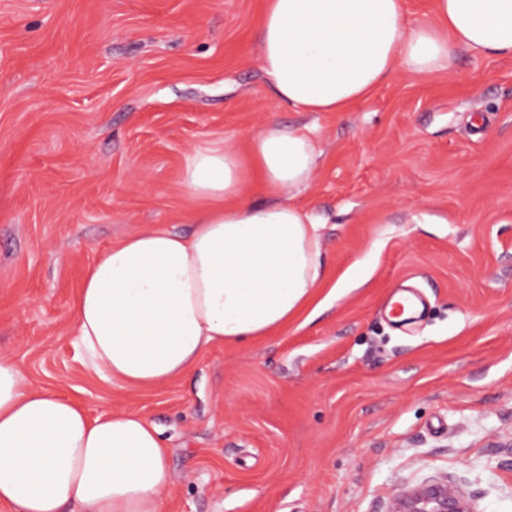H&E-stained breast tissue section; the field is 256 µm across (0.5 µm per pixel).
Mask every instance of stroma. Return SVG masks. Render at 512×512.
<instances>
[{"mask_svg":"<svg viewBox=\"0 0 512 512\" xmlns=\"http://www.w3.org/2000/svg\"><path fill=\"white\" fill-rule=\"evenodd\" d=\"M265 0H0V350L89 415L162 432L164 512H384L448 480L512 512V59L463 51L347 112H299L261 69ZM320 154L298 200L322 225L328 282L305 327L211 350L134 391L74 341L95 258L145 225L185 232L182 173L269 121ZM427 297L394 322L398 287Z\"/></svg>","mask_w":512,"mask_h":512,"instance_id":"obj_1","label":"stroma"}]
</instances>
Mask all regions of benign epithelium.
<instances>
[{
  "instance_id": "benign-epithelium-1",
  "label": "benign epithelium",
  "mask_w": 512,
  "mask_h": 512,
  "mask_svg": "<svg viewBox=\"0 0 512 512\" xmlns=\"http://www.w3.org/2000/svg\"><path fill=\"white\" fill-rule=\"evenodd\" d=\"M386 512H476L466 491L455 483L404 486L392 494Z\"/></svg>"
}]
</instances>
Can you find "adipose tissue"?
Instances as JSON below:
<instances>
[{"label": "adipose tissue", "mask_w": 512, "mask_h": 512, "mask_svg": "<svg viewBox=\"0 0 512 512\" xmlns=\"http://www.w3.org/2000/svg\"><path fill=\"white\" fill-rule=\"evenodd\" d=\"M260 61L280 101L344 112L398 74L451 71L459 50L512 58V0H437L410 25L403 0H267ZM318 157L311 137L268 121L243 160L233 142L191 153L183 182L202 201L189 234L143 227L88 267L77 345L102 378L138 390L181 378L205 353L268 336L315 305L320 226L296 203ZM284 201L252 203L249 176ZM169 450L140 413L89 417L0 353V504L13 512H164Z\"/></svg>", "instance_id": "1"}]
</instances>
